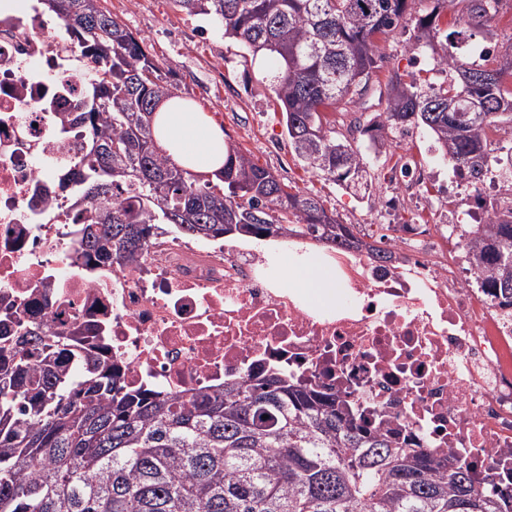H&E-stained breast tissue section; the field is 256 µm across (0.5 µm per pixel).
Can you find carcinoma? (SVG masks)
<instances>
[{
  "label": "carcinoma",
  "mask_w": 512,
  "mask_h": 512,
  "mask_svg": "<svg viewBox=\"0 0 512 512\" xmlns=\"http://www.w3.org/2000/svg\"><path fill=\"white\" fill-rule=\"evenodd\" d=\"M92 60L96 136L74 192L94 202L82 228L85 254L134 259L158 225L220 239L224 226L264 240L309 237L328 248L361 240L312 195L290 191L239 147L228 145L215 177L174 163L156 144L153 117L174 94L144 40L100 0H40ZM204 16L252 55L275 58L272 90L303 167L347 188L364 185L359 149L323 114L370 89L377 39L413 0H172ZM414 48L449 72L426 85L391 76L386 112L367 121L373 147L388 133L427 128L467 184L489 160L512 177V141L487 153L486 129L512 125V44L482 64L448 49L439 27L463 5L483 28L503 0H429ZM134 194L121 197L122 189ZM467 242L482 286L512 307V207H491ZM68 336L41 328L0 348V512H512V488H477L469 463L417 448L394 428L362 420L349 402L286 375L243 378L182 398L132 392L99 365L64 366Z\"/></svg>",
  "instance_id": "obj_1"
}]
</instances>
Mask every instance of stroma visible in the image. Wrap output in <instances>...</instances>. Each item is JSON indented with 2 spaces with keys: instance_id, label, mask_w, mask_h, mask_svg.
Segmentation results:
<instances>
[{
  "instance_id": "stroma-1",
  "label": "stroma",
  "mask_w": 512,
  "mask_h": 512,
  "mask_svg": "<svg viewBox=\"0 0 512 512\" xmlns=\"http://www.w3.org/2000/svg\"><path fill=\"white\" fill-rule=\"evenodd\" d=\"M104 7L143 38L148 51L169 73L176 93L192 100L223 129L227 142L240 147L258 165L271 170L288 186L318 197L344 224H365L380 236L384 225L454 222L456 215L481 216L486 202L512 193V186L483 183L480 189L452 192L453 167L432 136L421 127L391 133L385 153L375 154L366 136L351 128L355 116L385 112L391 75L438 83L443 72L426 55L413 51L417 16L426 8L414 0L406 19L377 41V69L368 94L356 105L337 106L328 120L337 135L360 149L368 184L345 188L304 169L293 153L280 108L267 79L276 69L266 56L252 57L238 42L225 38L206 17L190 16L171 0H104ZM442 29L464 32L475 49L494 52L512 44V5L503 4L484 30L467 25L461 7H448Z\"/></svg>"
}]
</instances>
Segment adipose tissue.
<instances>
[{"instance_id":"obj_1","label":"adipose tissue","mask_w":512,"mask_h":512,"mask_svg":"<svg viewBox=\"0 0 512 512\" xmlns=\"http://www.w3.org/2000/svg\"><path fill=\"white\" fill-rule=\"evenodd\" d=\"M156 141L179 166L195 173L222 168L228 144L220 126L192 102L172 96L164 99L154 115Z\"/></svg>"}]
</instances>
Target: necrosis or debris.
Returning <instances> with one entry per match:
<instances>
[{
    "instance_id": "4bbe7bcc",
    "label": "necrosis or debris",
    "mask_w": 512,
    "mask_h": 512,
    "mask_svg": "<svg viewBox=\"0 0 512 512\" xmlns=\"http://www.w3.org/2000/svg\"><path fill=\"white\" fill-rule=\"evenodd\" d=\"M62 30L35 0H0V341L36 322L81 330L74 361L169 398L282 372L468 460L480 489L511 485L512 315L462 256H432L430 228L393 236L388 261L365 246L322 251L337 282L328 308L234 242L167 234L130 261L83 255L61 180L93 133L75 120L90 65Z\"/></svg>"
}]
</instances>
